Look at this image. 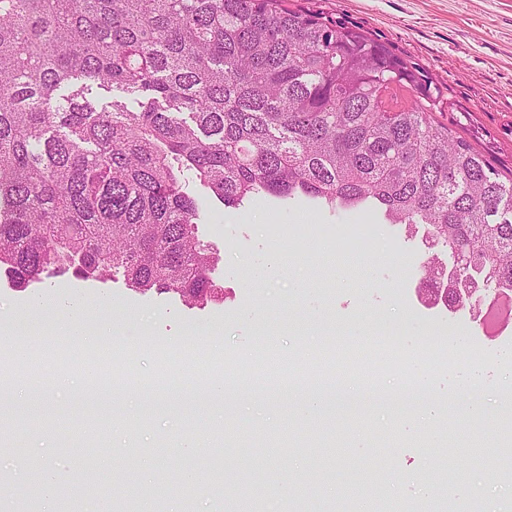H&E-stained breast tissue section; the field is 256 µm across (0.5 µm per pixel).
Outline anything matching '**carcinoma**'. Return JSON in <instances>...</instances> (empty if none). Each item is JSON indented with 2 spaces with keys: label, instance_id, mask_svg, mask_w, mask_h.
I'll return each mask as SVG.
<instances>
[{
  "label": "carcinoma",
  "instance_id": "1",
  "mask_svg": "<svg viewBox=\"0 0 512 512\" xmlns=\"http://www.w3.org/2000/svg\"><path fill=\"white\" fill-rule=\"evenodd\" d=\"M114 88L127 103L100 102ZM447 107L387 43L285 0H0V269L205 307L206 198L304 196L424 228L477 311L512 293V177Z\"/></svg>",
  "mask_w": 512,
  "mask_h": 512
}]
</instances>
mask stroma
<instances>
[{
  "mask_svg": "<svg viewBox=\"0 0 512 512\" xmlns=\"http://www.w3.org/2000/svg\"><path fill=\"white\" fill-rule=\"evenodd\" d=\"M290 7L346 20L391 44L437 79L452 110L435 120L462 137L502 175L512 174V0H288ZM373 227L371 248L336 234L342 224ZM287 228L289 244L272 240ZM199 237L214 247L213 271L225 300L203 309L170 294L143 296L123 277L83 281L72 274L44 278L25 290L0 274V324L26 342L14 358L0 345V390L13 400L0 414V473L11 476L0 512H42L19 446L43 469L93 479L95 498L84 512L129 498L121 474L136 470L138 493L164 499L166 512H183V469L201 485H219L225 501L259 486L257 512H394L403 502L419 512L417 478L438 484L430 512H455L468 497L472 512H512V457L497 455L508 437L499 413L507 392L475 384L480 407L446 402L445 424L421 421L424 400L447 388L476 357L498 348L471 329L459 311L421 301L418 290L428 251L421 237L376 211L345 213L299 198L273 197L235 208L207 202ZM88 334L102 323L114 333L113 370L134 372L141 387L86 407L80 348L70 341L73 315ZM222 348H214L213 337ZM397 337V358L418 360L431 384L408 419L389 406L323 423L298 420L296 392L269 374L267 355L286 353L288 372L309 380L347 381L378 374L379 348ZM251 375L233 403L213 399L209 385L230 369ZM114 422L104 443L90 431L93 417ZM373 488L370 500L351 494Z\"/></svg>",
  "mask_w": 512,
  "mask_h": 512,
  "instance_id": "35a3bbf8",
  "label": "stroma"
}]
</instances>
